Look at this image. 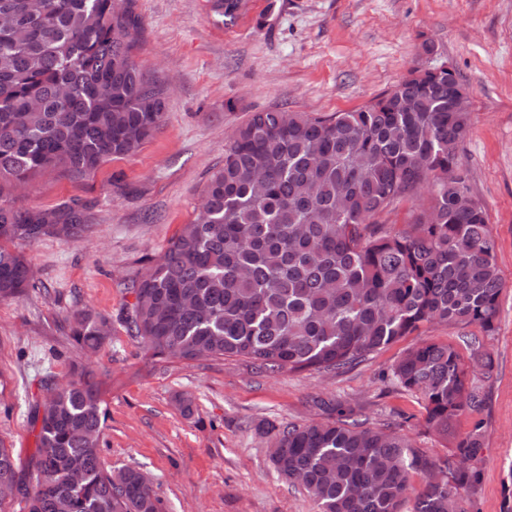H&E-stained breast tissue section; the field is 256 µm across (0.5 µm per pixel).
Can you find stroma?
Masks as SVG:
<instances>
[{
    "label": "stroma",
    "mask_w": 512,
    "mask_h": 512,
    "mask_svg": "<svg viewBox=\"0 0 512 512\" xmlns=\"http://www.w3.org/2000/svg\"><path fill=\"white\" fill-rule=\"evenodd\" d=\"M136 11V60L165 91L162 128L94 176L56 170L9 195L26 207L75 199L92 215L80 240L14 245L40 283L0 303V441L13 449L20 477L29 474L46 377L63 383L84 372L101 385L104 468L147 473L166 512H317L304 490L274 472L267 427L332 421L326 401L354 407L370 426L394 424L430 457L448 454L450 443L426 432L418 397L386 376L423 336L469 356L464 339L477 327L432 325L342 372L301 374L237 358L162 360L125 328L134 301L127 282L194 219L225 146L251 113L352 111L411 69L444 63L470 97L472 128L459 163L488 214L506 283L496 330L483 338L493 374H471L484 406L452 427L462 434L478 419L484 430L480 490L461 496L458 507L501 512L512 476V0H245L230 25L209 15L206 0H137ZM426 41L434 55L423 53ZM77 308L112 325L96 352L69 336ZM183 396L194 402L192 415L180 411Z\"/></svg>",
    "instance_id": "stroma-1"
}]
</instances>
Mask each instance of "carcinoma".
I'll use <instances>...</instances> for the list:
<instances>
[{
    "mask_svg": "<svg viewBox=\"0 0 512 512\" xmlns=\"http://www.w3.org/2000/svg\"><path fill=\"white\" fill-rule=\"evenodd\" d=\"M231 24L242 0H206ZM136 0H0V191L50 169L82 179L128 156L162 127L166 99L134 60ZM464 88L448 66L414 69L394 89L351 112H254L224 149L193 222L148 274L126 284L129 336L160 359L238 357L272 372L341 371L432 322L496 329L504 288L497 244L458 169L471 113L454 108ZM403 224L374 218L422 189ZM89 208L0 202V302L35 287L9 244L46 236L77 240ZM83 311L70 336L87 350L111 335ZM473 367L492 376L471 338ZM449 344L423 339L392 367V381L419 395L425 426L448 438L484 399ZM105 412L89 373L55 386L36 410L35 486L18 475L0 441V505L23 512H164L142 472L116 485L100 459ZM483 423L453 436L432 459L391 428L342 419L278 429L270 462L318 512H448L481 485ZM425 475L415 491L413 475Z\"/></svg>",
    "mask_w": 512,
    "mask_h": 512,
    "instance_id": "carcinoma-1",
    "label": "carcinoma"
}]
</instances>
